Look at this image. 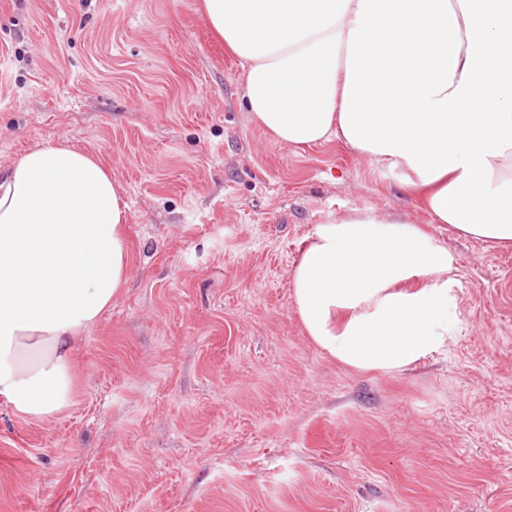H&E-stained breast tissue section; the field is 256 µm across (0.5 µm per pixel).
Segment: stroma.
Listing matches in <instances>:
<instances>
[{
	"mask_svg": "<svg viewBox=\"0 0 512 512\" xmlns=\"http://www.w3.org/2000/svg\"><path fill=\"white\" fill-rule=\"evenodd\" d=\"M58 141L118 182L131 272L68 408L0 402V512H512V247L434 225L447 346L336 362L294 308L301 249L427 216L401 170L253 123L198 0H0V170Z\"/></svg>",
	"mask_w": 512,
	"mask_h": 512,
	"instance_id": "stroma-1",
	"label": "stroma"
}]
</instances>
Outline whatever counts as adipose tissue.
<instances>
[{
    "instance_id": "1",
    "label": "adipose tissue",
    "mask_w": 512,
    "mask_h": 512,
    "mask_svg": "<svg viewBox=\"0 0 512 512\" xmlns=\"http://www.w3.org/2000/svg\"><path fill=\"white\" fill-rule=\"evenodd\" d=\"M276 141L330 139L405 172L428 225H318L292 271L308 336L344 367L403 371L448 342L452 259L431 227L512 245V0H200ZM128 205L68 143L0 171V400L48 418L128 281Z\"/></svg>"
}]
</instances>
